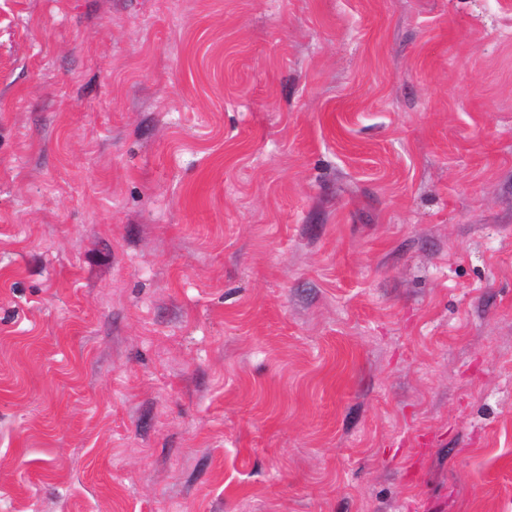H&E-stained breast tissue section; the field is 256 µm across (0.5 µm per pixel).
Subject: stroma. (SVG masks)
Masks as SVG:
<instances>
[{"mask_svg":"<svg viewBox=\"0 0 512 512\" xmlns=\"http://www.w3.org/2000/svg\"><path fill=\"white\" fill-rule=\"evenodd\" d=\"M0 512H512V0H0Z\"/></svg>","mask_w":512,"mask_h":512,"instance_id":"stroma-1","label":"stroma"}]
</instances>
